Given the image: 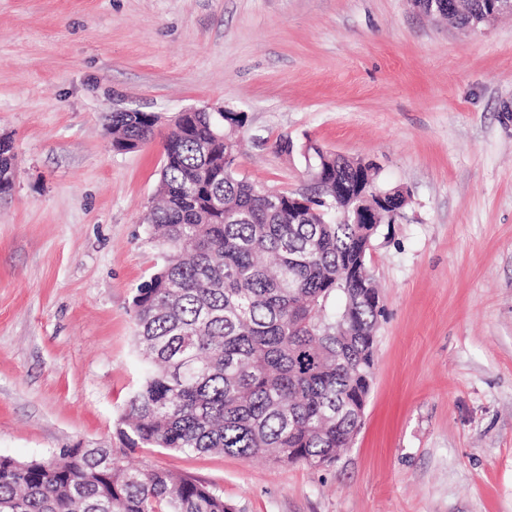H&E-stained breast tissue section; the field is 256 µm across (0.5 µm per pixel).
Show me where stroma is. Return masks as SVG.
<instances>
[{
    "mask_svg": "<svg viewBox=\"0 0 512 512\" xmlns=\"http://www.w3.org/2000/svg\"><path fill=\"white\" fill-rule=\"evenodd\" d=\"M188 107L245 114L250 181L307 191L312 140L409 201L370 247L374 378L335 464L131 463L239 512H512V15L467 33L411 0H0V457L117 445L143 373L133 297L159 260L147 214ZM126 109L161 121L118 151L103 116Z\"/></svg>",
    "mask_w": 512,
    "mask_h": 512,
    "instance_id": "1",
    "label": "stroma"
}]
</instances>
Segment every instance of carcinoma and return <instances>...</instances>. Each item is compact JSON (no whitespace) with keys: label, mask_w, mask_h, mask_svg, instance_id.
I'll return each instance as SVG.
<instances>
[{"label":"carcinoma","mask_w":512,"mask_h":512,"mask_svg":"<svg viewBox=\"0 0 512 512\" xmlns=\"http://www.w3.org/2000/svg\"><path fill=\"white\" fill-rule=\"evenodd\" d=\"M512 0H458L457 26ZM242 112H193L164 143L148 240L161 261L134 297L144 374L117 448H63L49 461L0 457V512H238L212 484L126 461L129 448L336 462L358 431L382 311L367 254L379 225L341 223L345 194L371 166L319 154L310 211L268 204L239 177ZM158 121L106 116L112 143L152 140ZM0 145V175H14ZM220 198L224 207L212 201ZM340 306L329 311L332 302Z\"/></svg>","instance_id":"1"}]
</instances>
